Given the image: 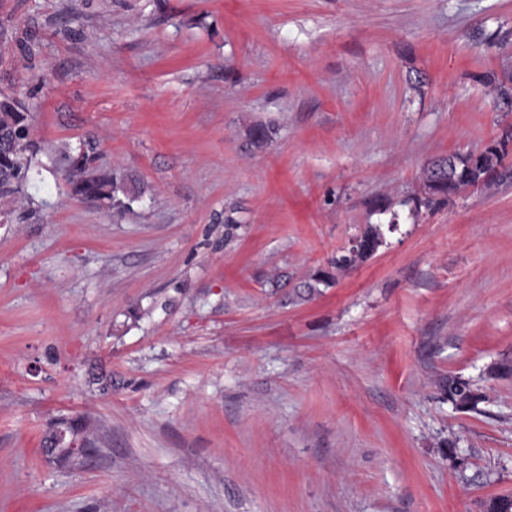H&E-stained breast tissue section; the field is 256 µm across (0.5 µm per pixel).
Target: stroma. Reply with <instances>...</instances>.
Masks as SVG:
<instances>
[{"label": "stroma", "instance_id": "obj_1", "mask_svg": "<svg viewBox=\"0 0 512 512\" xmlns=\"http://www.w3.org/2000/svg\"><path fill=\"white\" fill-rule=\"evenodd\" d=\"M0 92L34 143L0 197V512L512 497V373L484 375L512 362V155L411 211L429 163L512 132V0H0ZM86 140L129 210L74 196ZM449 375L479 412L442 399ZM79 418L93 454H48ZM360 240L359 248H348L339 256L329 261L330 268L347 271L359 263L371 258L378 248L384 244V233L379 225H369L364 232L356 237Z\"/></svg>", "mask_w": 512, "mask_h": 512}]
</instances>
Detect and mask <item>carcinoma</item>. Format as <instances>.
I'll list each match as a JSON object with an SVG mask.
<instances>
[{
  "instance_id": "obj_1",
  "label": "carcinoma",
  "mask_w": 512,
  "mask_h": 512,
  "mask_svg": "<svg viewBox=\"0 0 512 512\" xmlns=\"http://www.w3.org/2000/svg\"><path fill=\"white\" fill-rule=\"evenodd\" d=\"M29 134L30 124L24 104L17 97H5V101H0V196L17 192L20 180L30 168L32 156L28 155ZM502 145V141L493 140L478 153L450 155L433 162L425 172L424 197L419 200V204L435 209L448 202L463 187L494 182L499 167L508 156L506 151L500 149ZM84 146V150L66 156L67 178L73 186L74 194L83 198L110 199L113 208L118 210L129 208L133 198L131 188L123 179L100 172L95 166V145L88 141ZM358 239L360 247L348 248L331 259L330 268L314 271L302 283L303 291L311 294L321 285L328 287L335 280L332 270L346 271L371 258L383 245L384 233L380 226L370 225ZM301 292H296V295H301ZM442 391L448 402L463 412L478 411V404L483 401V395L469 381L459 377H450L444 381ZM61 432L75 440L85 435L86 425L79 421L66 422L49 438L48 450H56L59 458L68 459L70 455L65 449L56 448L57 434Z\"/></svg>"
}]
</instances>
